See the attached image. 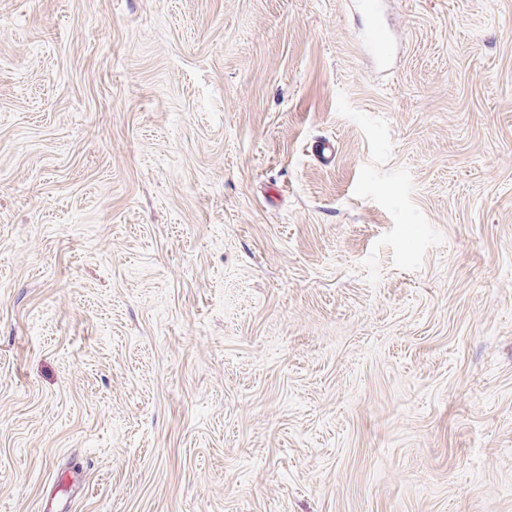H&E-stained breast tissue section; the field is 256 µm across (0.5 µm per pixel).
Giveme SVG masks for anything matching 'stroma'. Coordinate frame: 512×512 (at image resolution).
Instances as JSON below:
<instances>
[{
	"label": "stroma",
	"instance_id": "stroma-1",
	"mask_svg": "<svg viewBox=\"0 0 512 512\" xmlns=\"http://www.w3.org/2000/svg\"><path fill=\"white\" fill-rule=\"evenodd\" d=\"M371 21L0 0V512H512V0Z\"/></svg>",
	"mask_w": 512,
	"mask_h": 512
}]
</instances>
